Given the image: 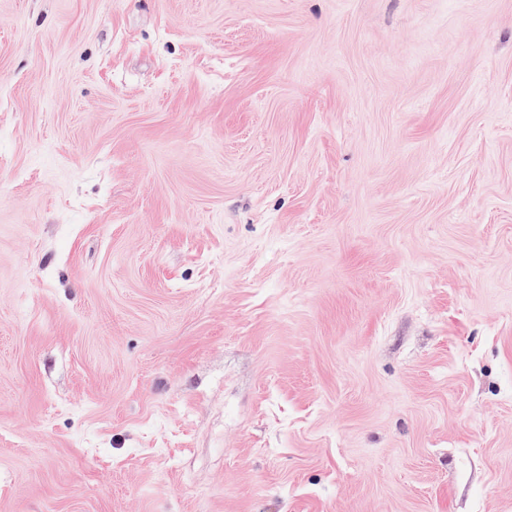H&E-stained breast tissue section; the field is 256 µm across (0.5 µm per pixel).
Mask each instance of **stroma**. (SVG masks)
I'll use <instances>...</instances> for the list:
<instances>
[{
	"label": "stroma",
	"instance_id": "stroma-1",
	"mask_svg": "<svg viewBox=\"0 0 512 512\" xmlns=\"http://www.w3.org/2000/svg\"><path fill=\"white\" fill-rule=\"evenodd\" d=\"M0 512H512V0H0Z\"/></svg>",
	"mask_w": 512,
	"mask_h": 512
}]
</instances>
